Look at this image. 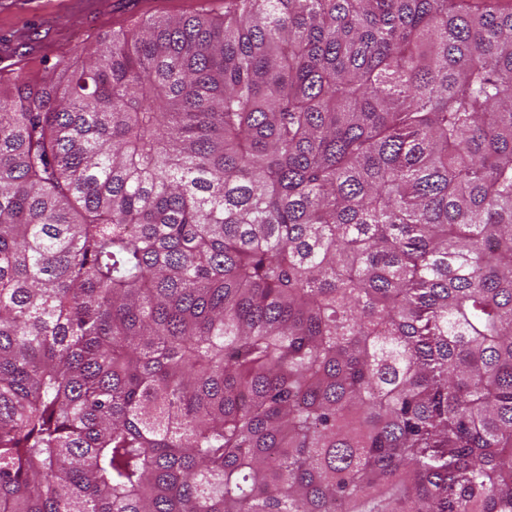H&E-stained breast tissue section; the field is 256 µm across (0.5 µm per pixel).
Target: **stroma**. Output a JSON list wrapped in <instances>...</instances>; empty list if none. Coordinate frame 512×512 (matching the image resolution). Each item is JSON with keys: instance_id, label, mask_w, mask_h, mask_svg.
Masks as SVG:
<instances>
[{"instance_id": "obj_1", "label": "stroma", "mask_w": 512, "mask_h": 512, "mask_svg": "<svg viewBox=\"0 0 512 512\" xmlns=\"http://www.w3.org/2000/svg\"><path fill=\"white\" fill-rule=\"evenodd\" d=\"M223 15L224 0H0V71L40 76L149 16Z\"/></svg>"}]
</instances>
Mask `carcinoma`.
Returning <instances> with one entry per match:
<instances>
[{
	"instance_id": "1",
	"label": "carcinoma",
	"mask_w": 512,
	"mask_h": 512,
	"mask_svg": "<svg viewBox=\"0 0 512 512\" xmlns=\"http://www.w3.org/2000/svg\"><path fill=\"white\" fill-rule=\"evenodd\" d=\"M0 512H512V0L0 74Z\"/></svg>"
}]
</instances>
